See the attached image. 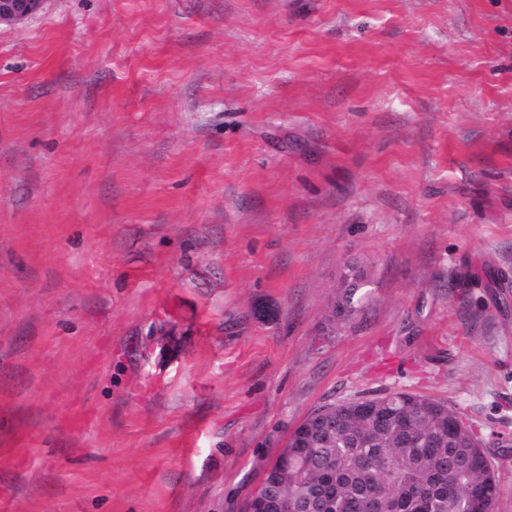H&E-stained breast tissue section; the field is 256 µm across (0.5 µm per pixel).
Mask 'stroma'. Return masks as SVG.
Returning <instances> with one entry per match:
<instances>
[{"label": "stroma", "instance_id": "35a3bbf8", "mask_svg": "<svg viewBox=\"0 0 512 512\" xmlns=\"http://www.w3.org/2000/svg\"><path fill=\"white\" fill-rule=\"evenodd\" d=\"M503 272L512 0L0 27V512H245L309 413L395 391L464 415L512 512ZM348 272L342 276L337 289L333 310L336 320L331 317L332 325H339L361 310L363 297L360 294L361 286L366 281L368 273L361 267H348Z\"/></svg>", "mask_w": 512, "mask_h": 512}]
</instances>
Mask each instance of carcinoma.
Wrapping results in <instances>:
<instances>
[{
	"label": "carcinoma",
	"mask_w": 512,
	"mask_h": 512,
	"mask_svg": "<svg viewBox=\"0 0 512 512\" xmlns=\"http://www.w3.org/2000/svg\"><path fill=\"white\" fill-rule=\"evenodd\" d=\"M368 273L350 267L333 310H361ZM484 441L443 401L410 392L324 405L291 433L259 512H484L497 503Z\"/></svg>",
	"instance_id": "1"
}]
</instances>
